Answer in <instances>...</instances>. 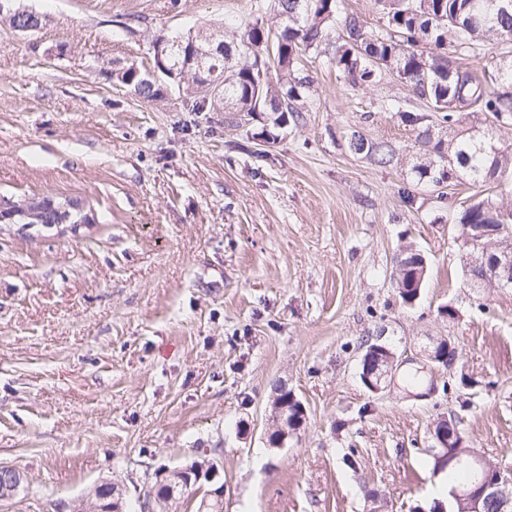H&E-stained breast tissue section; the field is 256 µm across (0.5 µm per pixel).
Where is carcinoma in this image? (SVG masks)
<instances>
[{"instance_id": "obj_1", "label": "carcinoma", "mask_w": 512, "mask_h": 512, "mask_svg": "<svg viewBox=\"0 0 512 512\" xmlns=\"http://www.w3.org/2000/svg\"><path fill=\"white\" fill-rule=\"evenodd\" d=\"M488 0H376L384 27L368 31L344 12L343 0H255L252 18L240 31L224 41V55L207 53L210 43L220 41V31L202 29L195 33L196 45L205 50L194 68H184L180 36L167 39L170 63L181 70L179 86L192 99V111L231 108L256 121L251 138L275 143L288 113L298 111L297 102L309 93L312 81L301 73V57H324L355 84L373 83L386 74L410 87L425 102L422 112L405 103L394 104L401 120L418 130L423 150L411 171L416 182L448 187L453 176L474 184L489 185L512 174V147L494 143L483 131L477 135L435 136L438 127L459 122V112L476 106L489 126L512 123V98L492 89L512 85V60L500 59L486 84L456 64L457 56L478 55L483 47L512 41V9L495 11L486 23L470 18ZM341 26V41L326 47L329 29ZM212 84L211 94L200 92L201 82ZM354 154H365L379 165L391 164L397 150L387 142H369L354 131L347 140ZM30 205L37 210L29 224H61L64 215L41 205V198H28L9 207ZM460 227L468 224H512V206L489 193L475 198L455 215ZM417 251L407 247L397 257L396 292L408 305L421 292L426 269L416 260Z\"/></svg>"}]
</instances>
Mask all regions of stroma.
Returning a JSON list of instances; mask_svg holds the SVG:
<instances>
[{
  "label": "stroma",
  "instance_id": "obj_1",
  "mask_svg": "<svg viewBox=\"0 0 512 512\" xmlns=\"http://www.w3.org/2000/svg\"><path fill=\"white\" fill-rule=\"evenodd\" d=\"M14 4L43 24L0 23V204L74 199L91 221L0 224V466L23 475L0 512H56L106 482L141 512L150 473L203 456L224 512L427 510L429 428L450 413L512 463V288H468L452 217L479 189L455 178L442 201L414 184L417 132L388 108L406 85L307 63L305 112L258 145L241 113L191 111L175 87L149 101L111 75L152 69L159 33L241 22L254 0ZM354 130L399 162L350 153ZM407 245L427 261L411 306L395 291ZM448 336L459 357L428 396L364 387V341L408 368ZM280 383L307 422L273 448Z\"/></svg>",
  "mask_w": 512,
  "mask_h": 512
}]
</instances>
